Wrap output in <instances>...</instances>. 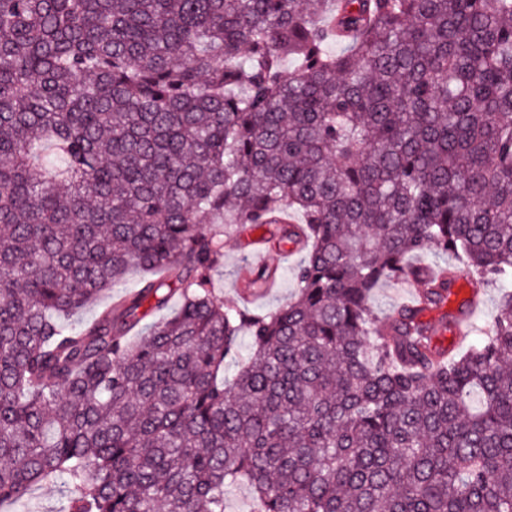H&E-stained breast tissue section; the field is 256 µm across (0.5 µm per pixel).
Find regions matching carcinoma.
<instances>
[{"mask_svg":"<svg viewBox=\"0 0 512 512\" xmlns=\"http://www.w3.org/2000/svg\"><path fill=\"white\" fill-rule=\"evenodd\" d=\"M285 210L294 297L217 299L224 236ZM464 272L505 293L450 356L421 314ZM241 480L259 512H512V0H0V505L224 512ZM400 283L383 282L375 288L371 298L370 305L379 317H383L387 312L394 309L395 306L411 301L412 297L400 288ZM65 489L59 484L36 487L20 503H5L3 509L11 512H59L62 490Z\"/></svg>","mask_w":512,"mask_h":512,"instance_id":"cac0c4a2","label":"carcinoma"}]
</instances>
